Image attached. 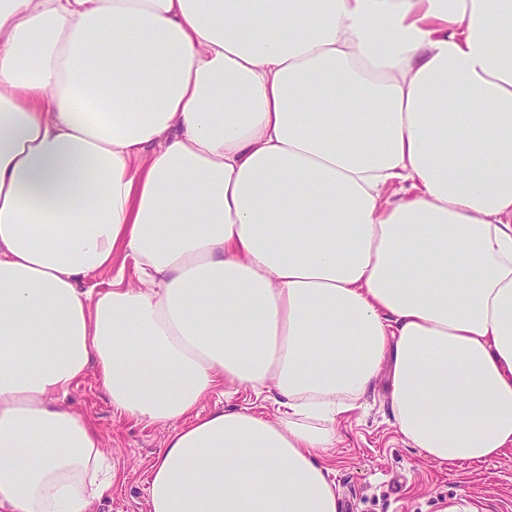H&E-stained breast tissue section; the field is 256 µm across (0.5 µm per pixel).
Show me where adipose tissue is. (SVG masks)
<instances>
[{
    "label": "adipose tissue",
    "instance_id": "ef3b65f1",
    "mask_svg": "<svg viewBox=\"0 0 512 512\" xmlns=\"http://www.w3.org/2000/svg\"><path fill=\"white\" fill-rule=\"evenodd\" d=\"M90 373L171 427L149 512H340L382 377L424 460L511 453L512 0H0V512L119 481ZM224 393H217L210 399L205 401L200 407L201 411L207 412L214 408H239L243 406H251L257 412L264 413L270 417L278 413L279 405L274 399L275 388L268 385V388L262 390L260 394H256L252 390L238 388L233 386H224Z\"/></svg>",
    "mask_w": 512,
    "mask_h": 512
}]
</instances>
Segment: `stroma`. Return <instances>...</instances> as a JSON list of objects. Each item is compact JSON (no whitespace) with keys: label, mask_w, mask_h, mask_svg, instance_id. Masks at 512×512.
<instances>
[{"label":"stroma","mask_w":512,"mask_h":512,"mask_svg":"<svg viewBox=\"0 0 512 512\" xmlns=\"http://www.w3.org/2000/svg\"><path fill=\"white\" fill-rule=\"evenodd\" d=\"M274 388L256 393L225 387L201 409L250 406L275 416ZM71 405L98 425L112 464L124 479L97 502L95 512H148L145 479L157 451L170 432L166 425H146L115 414L95 375L73 387ZM335 479L342 496L341 512H512V455L480 464L451 468L428 462L405 445L391 424L386 384L378 382L361 409L342 423V437L332 450Z\"/></svg>","instance_id":"1"}]
</instances>
